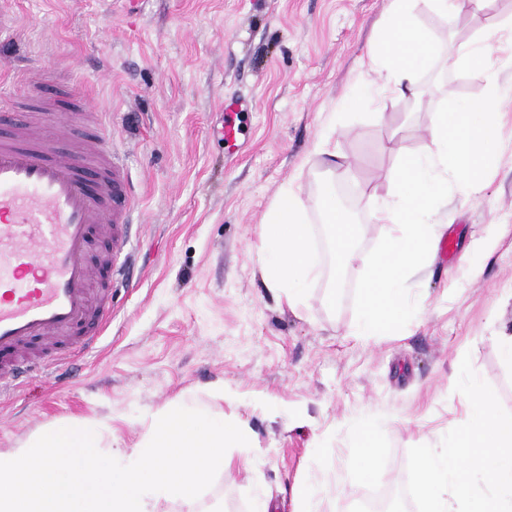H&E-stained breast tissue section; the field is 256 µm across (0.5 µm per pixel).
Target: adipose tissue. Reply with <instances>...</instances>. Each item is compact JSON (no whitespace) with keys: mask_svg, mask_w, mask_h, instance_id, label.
Masks as SVG:
<instances>
[{"mask_svg":"<svg viewBox=\"0 0 512 512\" xmlns=\"http://www.w3.org/2000/svg\"><path fill=\"white\" fill-rule=\"evenodd\" d=\"M496 0H393L389 19L381 24L368 50L371 78L360 80L346 103H366L374 90H415L420 71L429 69L440 49L426 28L416 20L417 4L446 22H454L463 10L489 12ZM449 67L460 76L484 75L491 98L469 102L454 112L435 113L428 129L429 148L404 153L393 175L388 197L373 200L363 223L336 207L334 192L304 199L299 185L283 190L267 222L260 226L261 255L268 288L283 294L289 307L307 302V285L321 275L317 249L308 230L309 211L319 212L329 232L331 250L340 261L357 253L363 224H383L387 232L380 249L364 260L363 306L356 324L359 336H374L392 322L395 310L404 306L407 277L423 268L438 241L441 213L449 196L466 200L481 192L489 178L487 160L501 143L497 104L512 102V15L498 19L476 38L453 47Z\"/></svg>","mask_w":512,"mask_h":512,"instance_id":"adipose-tissue-1","label":"adipose tissue"}]
</instances>
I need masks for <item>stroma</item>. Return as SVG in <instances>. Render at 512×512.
Listing matches in <instances>:
<instances>
[{"label":"stroma","instance_id":"obj_1","mask_svg":"<svg viewBox=\"0 0 512 512\" xmlns=\"http://www.w3.org/2000/svg\"><path fill=\"white\" fill-rule=\"evenodd\" d=\"M18 35L0 49V89L19 50L88 91L111 113L114 141L136 186L141 249L132 280L112 292L114 319L69 373L24 382L0 401V453L49 428L92 423L105 450L138 446L158 411L183 403L247 431L231 449L201 512H298L294 491L317 466L336 491L324 512H347L367 489H402L412 446H439L468 420L454 389L463 356L512 412V368L498 350L512 332V147L496 153L475 198L448 201L441 238L453 252L411 275L401 330L365 339L360 257L385 225L368 224L358 255L333 264L317 213L308 216L322 274L304 308L267 288L259 226L289 182L320 194L318 136L345 130L335 183L362 218L387 196L400 154L427 148L434 113L489 97L484 76L435 68L432 96L388 94L374 109L344 99L367 74V47L391 0H0ZM512 14L464 11L447 27L425 7L436 45L462 42ZM237 99L241 131L225 142L224 102ZM373 432V466L349 462L358 425ZM255 459L247 475L236 461Z\"/></svg>","mask_w":512,"mask_h":512}]
</instances>
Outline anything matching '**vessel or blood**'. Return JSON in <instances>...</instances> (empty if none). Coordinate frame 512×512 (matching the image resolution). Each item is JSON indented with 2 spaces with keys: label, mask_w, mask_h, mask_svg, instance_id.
Wrapping results in <instances>:
<instances>
[{
  "label": "vessel or blood",
  "mask_w": 512,
  "mask_h": 512,
  "mask_svg": "<svg viewBox=\"0 0 512 512\" xmlns=\"http://www.w3.org/2000/svg\"><path fill=\"white\" fill-rule=\"evenodd\" d=\"M47 67L0 98V395L93 348L131 272L136 194L88 94Z\"/></svg>",
  "instance_id": "obj_1"
}]
</instances>
